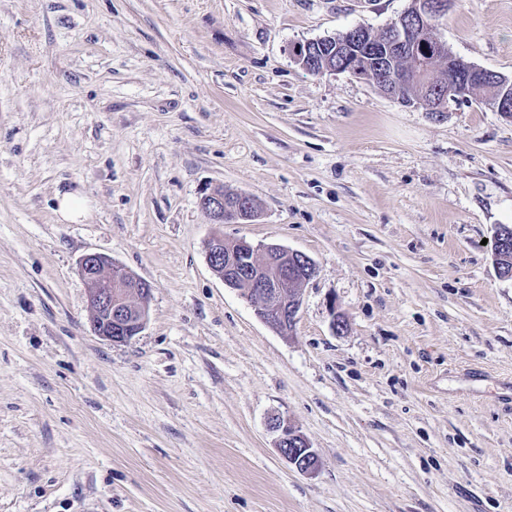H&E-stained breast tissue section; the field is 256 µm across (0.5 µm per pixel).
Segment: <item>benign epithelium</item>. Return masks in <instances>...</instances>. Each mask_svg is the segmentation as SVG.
I'll list each match as a JSON object with an SVG mask.
<instances>
[{
    "mask_svg": "<svg viewBox=\"0 0 512 512\" xmlns=\"http://www.w3.org/2000/svg\"><path fill=\"white\" fill-rule=\"evenodd\" d=\"M447 9V0H417L414 13L405 11L388 23L383 28V38L376 43L365 41V30L352 28L335 42L336 57L343 59L335 67L323 65L328 44L323 38L295 45L292 56L312 74L348 73L372 82L400 101L404 88L428 78V66L420 58L425 51L419 47L416 34L436 27ZM425 53L442 61L450 55L448 44L440 38L433 39L432 48ZM396 54L415 57V66L391 71L383 66L374 72L359 66L364 55L387 61ZM478 87L484 90L485 102L495 111L506 118L512 116V80L479 67L451 73L431 95L412 98L408 104L441 117L448 112L449 104L470 101ZM199 204L216 226L248 223L258 212L255 199L242 193L226 196L222 192H205ZM205 248L210 268L225 286L241 289L256 304V314L266 325L281 333L290 331L301 307L294 288L317 275V266L310 257L277 244L260 249L243 240L229 244L220 232L209 237ZM78 274L89 286L88 306L95 333L114 343H124L143 330L151 299L147 282L97 253L80 259ZM269 428L277 433L276 447L289 464L304 474L316 472L318 456L294 425L277 417L270 421Z\"/></svg>",
    "mask_w": 512,
    "mask_h": 512,
    "instance_id": "7a95c632",
    "label": "benign epithelium"
}]
</instances>
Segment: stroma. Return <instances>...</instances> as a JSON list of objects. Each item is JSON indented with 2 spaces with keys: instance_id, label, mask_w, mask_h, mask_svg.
<instances>
[{
  "instance_id": "35a3bbf8",
  "label": "stroma",
  "mask_w": 512,
  "mask_h": 512,
  "mask_svg": "<svg viewBox=\"0 0 512 512\" xmlns=\"http://www.w3.org/2000/svg\"><path fill=\"white\" fill-rule=\"evenodd\" d=\"M409 4L0 0V512H512V121L290 54ZM437 32L512 78V0ZM219 188L260 204L226 240L317 264L290 333L209 267ZM88 253L152 288L127 342L93 330ZM269 428L277 433L276 447L289 464L304 474L316 472L318 456L294 425L277 417L270 421Z\"/></svg>"
}]
</instances>
